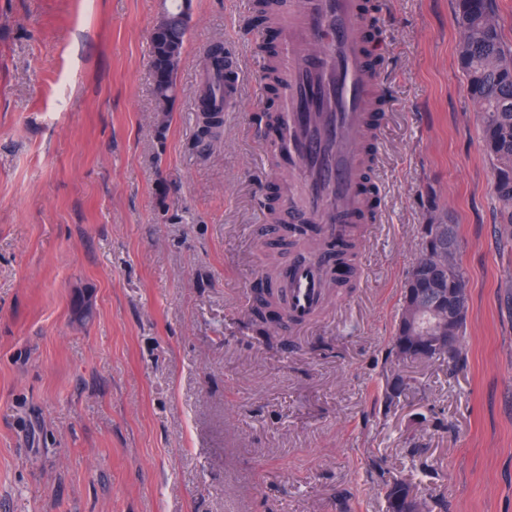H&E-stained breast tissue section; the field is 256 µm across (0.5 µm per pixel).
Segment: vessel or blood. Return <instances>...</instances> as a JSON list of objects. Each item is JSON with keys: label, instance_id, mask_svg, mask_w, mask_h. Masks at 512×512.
Wrapping results in <instances>:
<instances>
[{"label": "vessel or blood", "instance_id": "b4317fda", "mask_svg": "<svg viewBox=\"0 0 512 512\" xmlns=\"http://www.w3.org/2000/svg\"><path fill=\"white\" fill-rule=\"evenodd\" d=\"M282 29L278 66L288 89L280 113L288 126V166L301 190L284 195L295 223L317 221L326 236L366 221L361 177L368 157L363 139L376 136L382 97L378 72L367 63L364 31L371 20L361 0H279ZM323 256H304L285 281L288 316L306 323L327 296Z\"/></svg>", "mask_w": 512, "mask_h": 512}]
</instances>
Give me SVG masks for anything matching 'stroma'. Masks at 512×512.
Wrapping results in <instances>:
<instances>
[{
  "label": "stroma",
  "mask_w": 512,
  "mask_h": 512,
  "mask_svg": "<svg viewBox=\"0 0 512 512\" xmlns=\"http://www.w3.org/2000/svg\"><path fill=\"white\" fill-rule=\"evenodd\" d=\"M374 3L379 219L352 287L270 346L244 320L283 260L256 233L273 187L256 117L274 100L257 49L281 32L256 0H193L162 128L161 0H0V512H384L381 470L430 512H512V235L454 0ZM215 42L240 83L205 148ZM432 198L468 281L460 369L388 354Z\"/></svg>",
  "instance_id": "stroma-1"
}]
</instances>
